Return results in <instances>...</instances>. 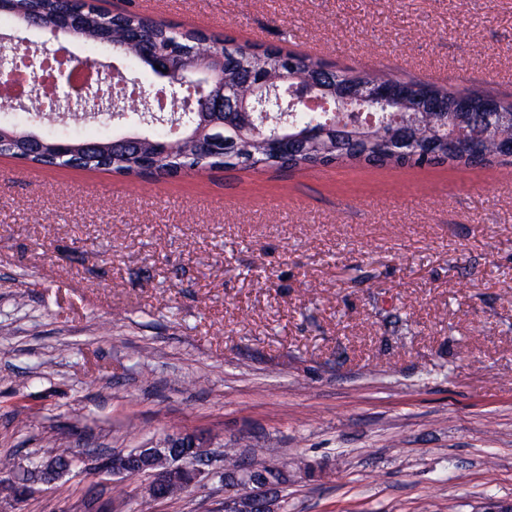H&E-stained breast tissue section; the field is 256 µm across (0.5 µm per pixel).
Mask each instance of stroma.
<instances>
[{"mask_svg": "<svg viewBox=\"0 0 512 512\" xmlns=\"http://www.w3.org/2000/svg\"><path fill=\"white\" fill-rule=\"evenodd\" d=\"M512 103V0H95ZM63 138L99 112L0 109ZM193 432L284 463L290 512L512 501V162L176 179L0 157V460ZM75 469L6 512H222Z\"/></svg>", "mask_w": 512, "mask_h": 512, "instance_id": "1", "label": "stroma"}]
</instances>
